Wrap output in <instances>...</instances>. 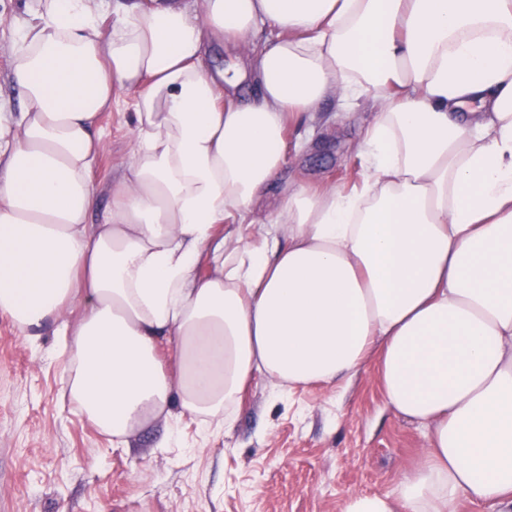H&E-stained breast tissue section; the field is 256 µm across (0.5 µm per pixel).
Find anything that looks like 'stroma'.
Masks as SVG:
<instances>
[{
    "mask_svg": "<svg viewBox=\"0 0 512 512\" xmlns=\"http://www.w3.org/2000/svg\"><path fill=\"white\" fill-rule=\"evenodd\" d=\"M24 18V0H0L5 121L22 108L9 71ZM376 109L369 101L339 112L328 102L315 120L291 125L280 191L350 183L354 145ZM132 112L131 94L120 91L100 116L98 207L131 159ZM59 345L51 327L29 344L0 314V512H342L350 494L394 492L428 453L424 429L385 410L372 359L351 384L299 386L285 398L256 378L230 431L203 433L176 411L116 448L64 399ZM172 436L178 447H164Z\"/></svg>",
    "mask_w": 512,
    "mask_h": 512,
    "instance_id": "35a3bbf8",
    "label": "stroma"
}]
</instances>
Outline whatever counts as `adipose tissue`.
<instances>
[{
	"instance_id": "obj_1",
	"label": "adipose tissue",
	"mask_w": 512,
	"mask_h": 512,
	"mask_svg": "<svg viewBox=\"0 0 512 512\" xmlns=\"http://www.w3.org/2000/svg\"><path fill=\"white\" fill-rule=\"evenodd\" d=\"M32 0L0 150V313L61 311L75 409L118 448L173 408L232 422L254 375L351 382L430 450L342 512H512V0ZM273 41L213 73L206 42ZM256 93L239 102L244 81ZM135 91V144L96 209L98 119ZM383 104L344 188L288 190L289 124ZM237 227L234 244L219 232ZM210 273L201 274V264Z\"/></svg>"
}]
</instances>
